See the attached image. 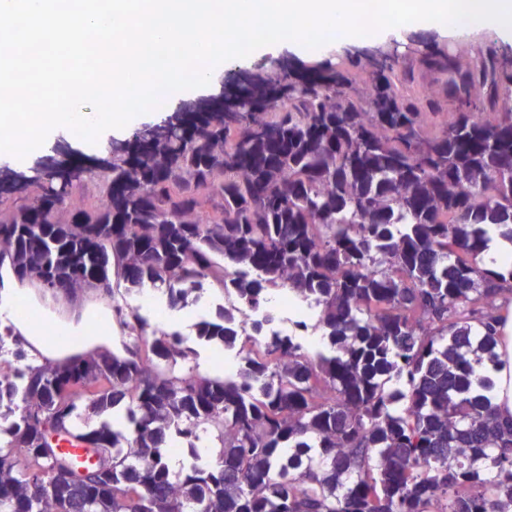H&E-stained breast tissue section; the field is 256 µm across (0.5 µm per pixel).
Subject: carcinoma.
I'll use <instances>...</instances> for the list:
<instances>
[{"label": "carcinoma", "instance_id": "obj_1", "mask_svg": "<svg viewBox=\"0 0 512 512\" xmlns=\"http://www.w3.org/2000/svg\"><path fill=\"white\" fill-rule=\"evenodd\" d=\"M419 63L439 77L384 52L275 64L232 108L0 191L12 279L92 290L130 338L33 362L0 323L16 378L0 381V512H512V422L480 374L512 303V267L481 265L488 229L512 243V55ZM147 285L174 308L229 297L194 331L237 369L199 372L182 333L133 306ZM274 293L311 311L257 346L231 314ZM115 408L125 426H88ZM53 433L102 467L80 473ZM176 454L190 458L177 474Z\"/></svg>", "mask_w": 512, "mask_h": 512}]
</instances>
